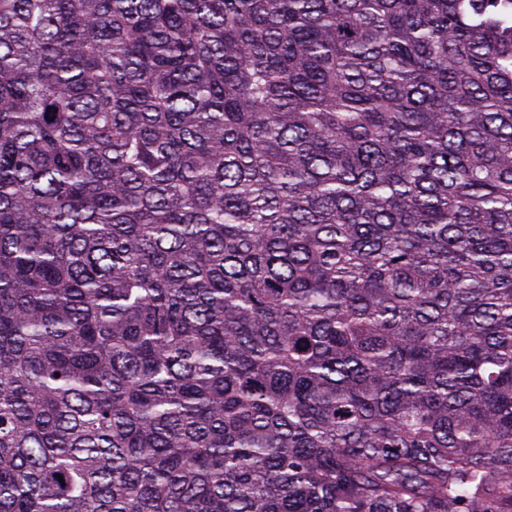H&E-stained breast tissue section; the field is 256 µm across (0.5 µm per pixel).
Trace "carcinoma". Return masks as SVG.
I'll use <instances>...</instances> for the list:
<instances>
[{
	"label": "carcinoma",
	"instance_id": "carcinoma-1",
	"mask_svg": "<svg viewBox=\"0 0 512 512\" xmlns=\"http://www.w3.org/2000/svg\"><path fill=\"white\" fill-rule=\"evenodd\" d=\"M0 512H512V0H0Z\"/></svg>",
	"mask_w": 512,
	"mask_h": 512
}]
</instances>
